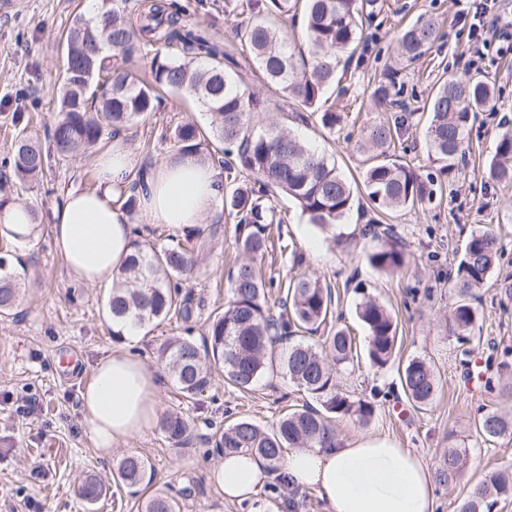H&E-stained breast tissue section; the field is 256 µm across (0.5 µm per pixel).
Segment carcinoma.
<instances>
[{"label":"carcinoma","instance_id":"obj_1","mask_svg":"<svg viewBox=\"0 0 512 512\" xmlns=\"http://www.w3.org/2000/svg\"><path fill=\"white\" fill-rule=\"evenodd\" d=\"M127 0H101L105 23L92 16L74 17L64 38L63 72L57 93L58 112L48 133V144L19 130L12 150L0 167L26 183L78 151H89L117 132L161 109L159 91L176 93L196 101L209 115V133L225 145L221 153L231 159L207 154L227 174L245 171L256 177L259 189L236 186L225 193L224 204L240 214L236 224L237 246L243 259L229 270L228 300L224 309L210 316L202 343L188 338L164 343L158 353L172 385L188 403L211 391L215 373L235 390H253L274 369L276 345L289 342L282 368L289 381L310 394L319 407L305 405L287 413L267 429L254 420L239 417L221 423L214 432V448L228 456L250 453L260 457L269 473H276L289 448H334L339 435L333 419L348 416L365 425L374 416L366 400L353 401L336 387V367L358 360L354 338L343 328L329 329L319 342L293 341L299 331L315 334L333 317L331 287L306 273L289 281L279 298L280 312L268 303L267 285L256 261L268 249L267 226L273 223V207L264 197L283 193L296 201L308 223L321 229L341 224L354 206L353 189L335 163L305 140L271 121L257 128L254 113L272 111L271 103L259 98L252 82L279 90L293 102L295 119L317 120L333 131L341 116L329 102V91L340 82L338 59L356 54L363 37V18L374 0H224V16L240 19L236 37L250 55L239 60L224 50V44L183 18V13L161 2L153 3L133 27L126 17ZM303 11L307 52H302L280 32L275 19ZM437 24L420 20L404 28L398 39L404 58L413 63L436 41ZM148 47L152 55L150 79L141 80L127 68L136 46ZM397 78L390 71L374 87L373 94L392 106ZM493 89L479 76L461 81L453 76L439 82L428 105L426 144L428 155L442 169L451 170L463 155L467 130L476 112L492 99ZM373 163L362 174L369 203L376 209L413 207L430 198L432 189L421 174L393 158L394 137L390 125L376 123L364 128L356 144ZM203 154L201 132L193 122L178 130L173 156ZM148 170L142 169L131 182L124 202L129 212L138 207V191ZM495 181H512V129L502 133L495 156L488 166ZM198 228L189 239L168 236L159 248L139 240L104 299V310L115 330H142L174 316L187 324L201 309V300L183 282L205 247ZM363 237L374 242L366 253L368 263L384 272H399L408 254L392 227L367 224ZM498 238L487 231L469 237L457 269L450 279L457 297L452 321L458 338L468 339L480 331L474 305L476 290L495 270L500 258ZM22 286L12 271L8 254L0 255V316L15 314ZM358 317L367 331V356L378 368L396 358V322L380 302L368 298L358 307ZM505 348L502 359L488 357L484 372L501 376L512 369ZM401 390L412 406L431 405L438 380L429 361L412 357L398 368ZM480 434L487 440L512 434V415L497 410L480 413ZM161 429L172 444L187 443L190 423L178 412L167 414ZM466 451L450 448L438 459L436 478L450 486L461 478ZM147 461L128 454L117 464L116 480L128 488L151 487ZM108 487L96 476H87L78 487L79 496L92 505L107 494ZM512 500V468L493 470L458 501L455 512H493L499 502ZM141 512H180L178 502L161 490L152 491L141 504Z\"/></svg>","mask_w":512,"mask_h":512}]
</instances>
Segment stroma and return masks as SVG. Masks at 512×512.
Here are the masks:
<instances>
[{"mask_svg":"<svg viewBox=\"0 0 512 512\" xmlns=\"http://www.w3.org/2000/svg\"><path fill=\"white\" fill-rule=\"evenodd\" d=\"M176 2L226 49L246 53L245 44L234 35L235 18L224 15V0ZM466 6V0H376L364 24L368 46L346 64L347 92L336 100L341 115L336 129L298 124L287 111L278 115L283 127L324 151L351 180L360 179L366 166L365 155L355 148L361 130L378 122L396 125L397 158L435 180L430 200L379 216L380 223L394 225L408 244L409 262L403 271L384 273L367 263V246L360 237L366 219L361 214L351 213L337 225L339 243L334 246L283 194L271 200L279 220L268 232L271 238H283L288 249L270 250L257 260L266 276L284 281L293 273L295 253H302L304 269L330 285L340 326L361 342L366 336L356 314L361 295L346 285L350 276H357L366 294L395 315L401 358L432 363L440 388L433 404L421 411L405 400L395 366L380 369L363 359L338 369L339 390L354 400H372L375 414L366 425L340 417L335 427L344 440L385 438L413 449L432 466L448 448L464 444V474L453 486L437 487V512H454L458 500L488 470L512 466V435L489 441L475 430L478 407L512 408V392L492 391L478 377H465L451 321L455 296L448 277L471 232L492 231L500 239L502 257L479 292L480 336L471 346L477 360L491 348H512V297L505 294L506 286H512V182H496L486 174L499 133L512 123V47L489 40L479 68H471L474 39L464 18ZM89 10L88 0H0V158L8 154L19 131L13 113H26L29 132L45 136L57 111L61 36L75 14ZM422 17L441 22L444 36L410 63L398 50L397 31ZM387 69L396 70L399 78L394 107L381 106L372 97L375 82ZM476 72L493 86V101L469 126V153L444 174L428 158L422 109L438 81L449 76L465 79ZM189 120L208 132L210 119L196 102L169 95L162 111L126 126L118 138L140 165L159 164L169 160L176 130ZM95 185L91 154L57 161L25 186L11 177L0 181V192L33 210L39 225L35 238L11 243V262L25 284V295L15 315L0 319V512H138V497L123 486L113 487L93 505L76 494L86 474L111 481L118 461L128 453L149 460L155 486L165 488L181 512H241L225 502L212 479L221 459L207 440L212 423L230 412L268 428L310 397L279 368L255 391L241 393L219 381L194 404L185 403L164 377L158 413L182 412L192 426L190 443L173 445L154 424L113 448L111 456H103L86 433L80 390L94 363L116 345L112 324L103 313L106 289L85 285L69 270L51 230L52 210L64 193ZM236 224V217L223 216L220 232L208 239L190 276L189 287L205 302L191 329L171 320L141 331L134 349L148 365L159 367L156 351L171 338L187 333L202 340L210 313L223 307L227 270L237 253ZM28 399L36 400V412L19 415L17 406ZM257 494L272 498L279 512H323L317 492L290 489L273 474L266 475Z\"/></svg>","mask_w":512,"mask_h":512,"instance_id":"1","label":"stroma"}]
</instances>
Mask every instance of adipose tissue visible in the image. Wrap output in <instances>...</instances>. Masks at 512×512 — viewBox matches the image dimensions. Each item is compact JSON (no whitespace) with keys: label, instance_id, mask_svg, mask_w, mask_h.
I'll return each instance as SVG.
<instances>
[{"label":"adipose tissue","instance_id":"1","mask_svg":"<svg viewBox=\"0 0 512 512\" xmlns=\"http://www.w3.org/2000/svg\"><path fill=\"white\" fill-rule=\"evenodd\" d=\"M95 189L67 193L51 214L52 234L67 266L88 285L111 282L132 253L133 224L117 197L138 166L129 149L105 148L95 161ZM140 207L152 224L184 234L219 220L224 187L219 170L198 154L159 164L146 178ZM159 375L127 346L100 357L81 390L86 431L103 455L142 434L156 419ZM282 474L289 487L316 490L324 512H436L435 471L425 458L384 439L362 438L332 448H295ZM265 477L258 457H224L212 471L224 498L246 512H276L256 496Z\"/></svg>","mask_w":512,"mask_h":512}]
</instances>
